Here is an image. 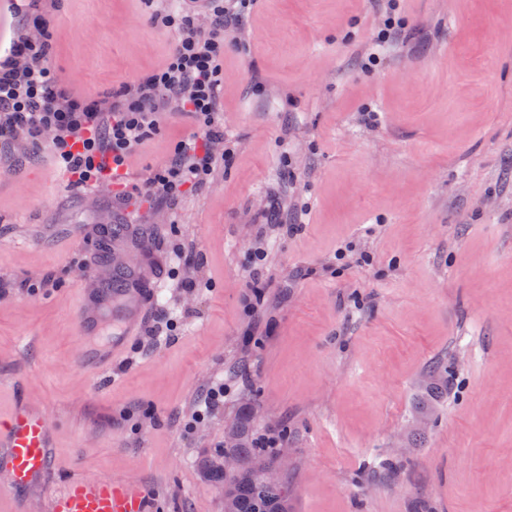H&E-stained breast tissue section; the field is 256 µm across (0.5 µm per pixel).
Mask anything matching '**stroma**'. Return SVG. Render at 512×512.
Instances as JSON below:
<instances>
[{"instance_id": "1", "label": "stroma", "mask_w": 512, "mask_h": 512, "mask_svg": "<svg viewBox=\"0 0 512 512\" xmlns=\"http://www.w3.org/2000/svg\"><path fill=\"white\" fill-rule=\"evenodd\" d=\"M176 6L56 0L54 62L80 92L144 77L172 44L153 17ZM401 13L410 41L367 68L374 0H258L246 49L224 47L234 159L175 206L56 183L41 144L0 153V413L40 407L56 444L30 512L77 476L143 486L156 512H224L200 462L244 413L250 437H287L290 512H512V0ZM192 132L162 117L130 178ZM273 200L285 219L308 205L306 224L267 229ZM348 242L372 263L336 260ZM116 256L161 288L99 309L84 335L79 298ZM131 308L140 328L112 371L81 369ZM162 308L176 323L164 337ZM444 364L448 391L427 406ZM218 382L223 407L193 421Z\"/></svg>"}]
</instances>
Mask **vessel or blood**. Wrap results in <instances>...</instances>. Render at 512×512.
<instances>
[{"mask_svg": "<svg viewBox=\"0 0 512 512\" xmlns=\"http://www.w3.org/2000/svg\"><path fill=\"white\" fill-rule=\"evenodd\" d=\"M123 338L86 354L82 366L109 367L123 353ZM54 439L41 410L16 405L0 417V470L9 472L13 489L37 487L53 454ZM50 512H155L145 488L102 477H77L65 483L51 501Z\"/></svg>", "mask_w": 512, "mask_h": 512, "instance_id": "vessel-or-blood-1", "label": "vessel or blood"}]
</instances>
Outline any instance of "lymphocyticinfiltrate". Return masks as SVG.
Returning a JSON list of instances; mask_svg holds the SVG:
<instances>
[{
    "mask_svg": "<svg viewBox=\"0 0 512 512\" xmlns=\"http://www.w3.org/2000/svg\"><path fill=\"white\" fill-rule=\"evenodd\" d=\"M254 2L187 0L160 18L173 38L164 64L136 84L95 95L73 91L55 69L43 0H20L32 23L16 30L0 56V150L20 140L48 142L63 174L79 184L111 186L120 201L168 204L207 185L233 158L221 100L224 45L236 40ZM165 114L187 117L193 135L141 185H129L128 159Z\"/></svg>",
    "mask_w": 512,
    "mask_h": 512,
    "instance_id": "obj_1",
    "label": "lymphocytic infiltrate"
}]
</instances>
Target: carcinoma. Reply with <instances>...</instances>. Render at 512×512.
I'll return each mask as SVG.
<instances>
[{"label": "carcinoma", "instance_id": "carcinoma-1", "mask_svg": "<svg viewBox=\"0 0 512 512\" xmlns=\"http://www.w3.org/2000/svg\"><path fill=\"white\" fill-rule=\"evenodd\" d=\"M225 454L233 455L241 462L237 470L228 474L219 465L220 458ZM278 455V449L264 448L257 440L245 445L236 441L232 448L214 450L204 463V474L208 481L224 487V501L230 503L232 512H288L290 487L287 475L270 482L248 466L254 457L262 456L273 463Z\"/></svg>", "mask_w": 512, "mask_h": 512}]
</instances>
